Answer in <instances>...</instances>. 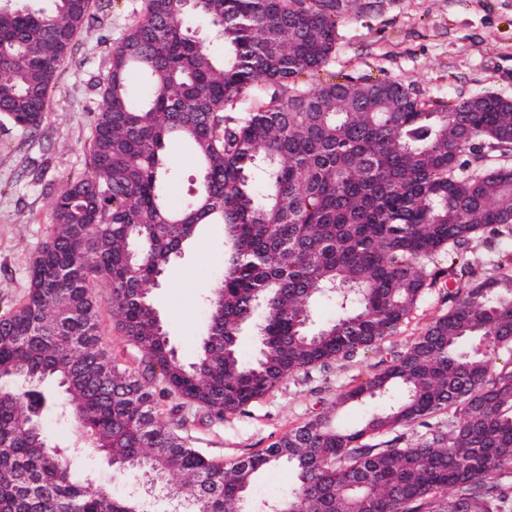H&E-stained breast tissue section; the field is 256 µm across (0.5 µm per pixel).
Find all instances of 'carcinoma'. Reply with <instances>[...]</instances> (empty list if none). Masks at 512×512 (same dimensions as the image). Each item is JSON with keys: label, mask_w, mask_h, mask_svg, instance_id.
<instances>
[{"label": "carcinoma", "mask_w": 512, "mask_h": 512, "mask_svg": "<svg viewBox=\"0 0 512 512\" xmlns=\"http://www.w3.org/2000/svg\"><path fill=\"white\" fill-rule=\"evenodd\" d=\"M52 3L46 12L0 0V113L24 130L40 126L89 14L90 0ZM339 11L340 0H148L112 49L87 172L53 203L55 235L33 262L26 302L0 316V512H144L159 495L171 512H252L255 479L281 464L295 483L264 512H512V370L492 373L512 349V273L472 280L464 254L448 255V279L460 285L448 315L338 397V406L380 402L360 426L324 413L229 463L161 422L157 399L98 334L94 275L112 283V306L150 372L185 399L236 413L293 371L392 335L445 247L490 225L512 235V165L463 175L459 163L466 152L512 153V101H420L397 82L350 78L299 89L333 51ZM189 14L207 20L209 39L186 26ZM255 81L267 89L254 111H227ZM174 137L199 163L195 195L179 210L162 198ZM203 224L222 226L230 248L201 354L187 365L145 285ZM319 298L337 317L312 330ZM260 308L258 358L224 356V336ZM441 411L448 422L430 437L371 442ZM66 414L137 484L122 495L94 486L75 443L49 435Z\"/></svg>", "instance_id": "cac0c4a2"}]
</instances>
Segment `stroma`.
Wrapping results in <instances>:
<instances>
[{
    "mask_svg": "<svg viewBox=\"0 0 512 512\" xmlns=\"http://www.w3.org/2000/svg\"><path fill=\"white\" fill-rule=\"evenodd\" d=\"M89 20L77 32L75 49L57 69L48 108L37 129L16 128L0 114V315L20 307L29 292L30 268L54 234L50 213L66 176L84 171L94 115L103 104L108 50L140 20L147 0H90ZM336 74L401 83L423 100L497 95L512 100V0H343L338 39L321 77ZM177 171L168 189L171 206L187 203L196 180L191 147L171 142ZM227 248L220 228L201 230L148 293L169 343L185 362L200 354L208 299L224 275ZM512 239L485 228L466 254L477 275L496 271L498 254ZM448 254L439 252L412 312L397 331L323 368L298 370L244 411L215 413L166 391L145 370V358L123 330L112 307V286L91 280L100 302L99 334L106 349L159 402L162 422L177 428L190 447L226 462L268 447L319 414L337 409L338 419L357 426L370 408H336L339 395L386 369L436 318L454 304Z\"/></svg>",
    "mask_w": 512,
    "mask_h": 512,
    "instance_id": "35a3bbf8",
    "label": "stroma"
}]
</instances>
